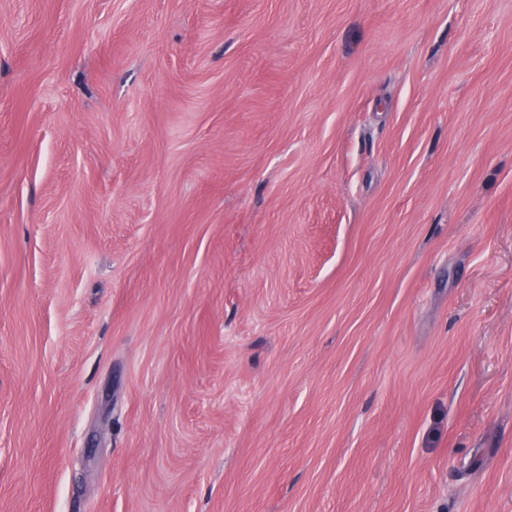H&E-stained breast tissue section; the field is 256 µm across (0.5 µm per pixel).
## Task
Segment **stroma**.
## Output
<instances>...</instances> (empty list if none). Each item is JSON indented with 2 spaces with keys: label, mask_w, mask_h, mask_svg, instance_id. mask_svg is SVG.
<instances>
[{
  "label": "stroma",
  "mask_w": 512,
  "mask_h": 512,
  "mask_svg": "<svg viewBox=\"0 0 512 512\" xmlns=\"http://www.w3.org/2000/svg\"><path fill=\"white\" fill-rule=\"evenodd\" d=\"M0 512H512V0H0Z\"/></svg>",
  "instance_id": "obj_1"
}]
</instances>
